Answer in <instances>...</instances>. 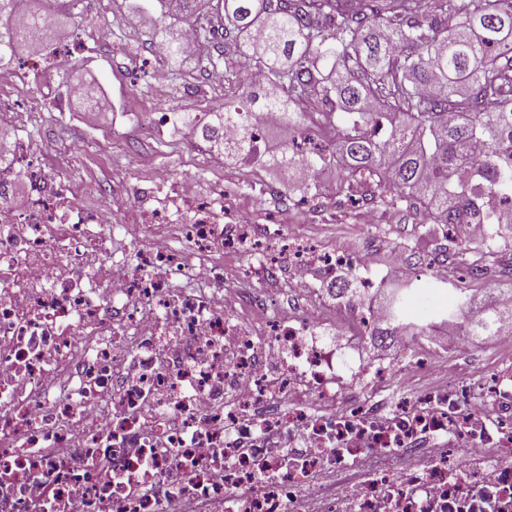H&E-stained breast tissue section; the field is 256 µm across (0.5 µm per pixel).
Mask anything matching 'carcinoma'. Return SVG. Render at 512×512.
I'll list each match as a JSON object with an SVG mask.
<instances>
[{"label":"carcinoma","mask_w":512,"mask_h":512,"mask_svg":"<svg viewBox=\"0 0 512 512\" xmlns=\"http://www.w3.org/2000/svg\"><path fill=\"white\" fill-rule=\"evenodd\" d=\"M201 0H158L162 21L153 38L176 64L186 57L179 25ZM224 0V39L235 42L255 68L260 92L234 98L225 111L204 122L188 115L209 148L235 164L249 165L263 154L254 143L253 119L279 112L282 124L307 141L292 107L318 89L323 125L335 131L332 147L314 145L306 154L286 147L274 162L311 170L333 163L340 170L338 194L376 207L402 203L434 224L439 243L418 263L460 254L468 242L448 236L454 224H485L480 258L467 269L491 273L502 246L512 244V222L500 206L512 200V0ZM19 0H0V70L21 52H45L57 34L49 15L24 16ZM238 127L235 142L224 125ZM465 289L453 288L443 315L460 321L464 336H491L512 309L488 306L476 323L464 319ZM408 287L389 299L394 323L371 335L406 336L424 326L406 319Z\"/></svg>","instance_id":"obj_1"}]
</instances>
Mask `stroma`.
Segmentation results:
<instances>
[{
    "instance_id": "obj_1",
    "label": "stroma",
    "mask_w": 512,
    "mask_h": 512,
    "mask_svg": "<svg viewBox=\"0 0 512 512\" xmlns=\"http://www.w3.org/2000/svg\"><path fill=\"white\" fill-rule=\"evenodd\" d=\"M147 4L148 0H112L110 11L100 17L88 16L79 7L51 12L53 24L71 29L87 49L79 57V69L49 72L15 85L14 100L30 108L26 133L35 148L64 159L60 177L80 198L110 208L115 223L121 226V237L129 241L147 239L149 230L134 223L128 193L139 178L153 168L164 167L175 181L195 176L205 194L212 184H223L225 220H251L266 225L271 236L283 232L325 248L353 243L358 213L352 203L339 201L336 195L339 175L335 165L323 166L312 183L294 170L271 164L254 168L228 165L214 171L205 164L206 142L199 139L184 144L177 126H167L150 139L139 135V127L148 124L158 109L202 118L213 102L226 94L223 80L211 79L195 57L170 76L165 86L150 83L149 75L158 60L151 48L150 21L141 12ZM74 77L95 86L106 110L90 112L75 103L66 112L45 109L46 98L63 90L66 81ZM194 82L202 83V97L186 95V86ZM313 193L322 207L314 218L300 222L296 208ZM418 222V216L399 206L394 221L372 225L365 260L373 278H380L390 266L394 249L430 253L431 241ZM467 342L469 353L461 360L460 369L474 384L512 355L493 336H471ZM428 344L425 335L385 344L357 328L342 347L341 356L349 367L365 369L399 362L407 352L422 353Z\"/></svg>"
}]
</instances>
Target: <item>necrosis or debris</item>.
<instances>
[{
    "label": "necrosis or debris",
    "instance_id": "necrosis-or-debris-1",
    "mask_svg": "<svg viewBox=\"0 0 512 512\" xmlns=\"http://www.w3.org/2000/svg\"><path fill=\"white\" fill-rule=\"evenodd\" d=\"M82 49L0 71V512H512V361L474 389L466 338L439 322L446 357L415 358L422 385L402 390L318 344L315 308L225 298L224 254L264 252L265 287L305 296L311 273L366 275L351 250L225 222L223 194L198 203L190 177L168 223L156 172L133 202L154 236L128 262L111 211L68 190L10 95Z\"/></svg>",
    "mask_w": 512,
    "mask_h": 512
}]
</instances>
